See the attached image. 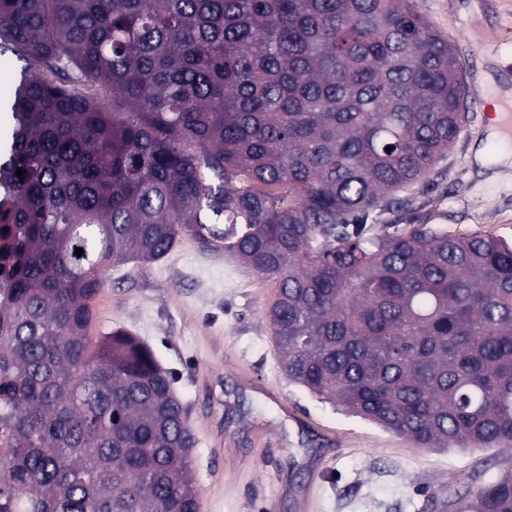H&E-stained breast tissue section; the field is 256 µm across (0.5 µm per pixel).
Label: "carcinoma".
<instances>
[{
  "instance_id": "cac0c4a2",
  "label": "carcinoma",
  "mask_w": 512,
  "mask_h": 512,
  "mask_svg": "<svg viewBox=\"0 0 512 512\" xmlns=\"http://www.w3.org/2000/svg\"><path fill=\"white\" fill-rule=\"evenodd\" d=\"M2 51L0 512H197L168 374L89 339L102 267L185 232L274 282L291 382L420 448L512 449V243L378 219L467 110L415 0H0ZM448 508L512 512V454ZM23 62L16 60L10 53L0 55V101L11 97L15 87L18 85Z\"/></svg>"
}]
</instances>
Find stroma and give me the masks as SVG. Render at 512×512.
I'll return each instance as SVG.
<instances>
[{"label": "stroma", "instance_id": "obj_1", "mask_svg": "<svg viewBox=\"0 0 512 512\" xmlns=\"http://www.w3.org/2000/svg\"><path fill=\"white\" fill-rule=\"evenodd\" d=\"M446 38L467 118L447 159L411 188V215L452 235L512 241V169L487 134L486 78L512 83V0H416ZM89 336L121 328L152 350L192 425L200 512H446L498 477L501 450L420 448L289 382L271 336L273 288L180 235L153 262L109 263Z\"/></svg>", "mask_w": 512, "mask_h": 512}]
</instances>
